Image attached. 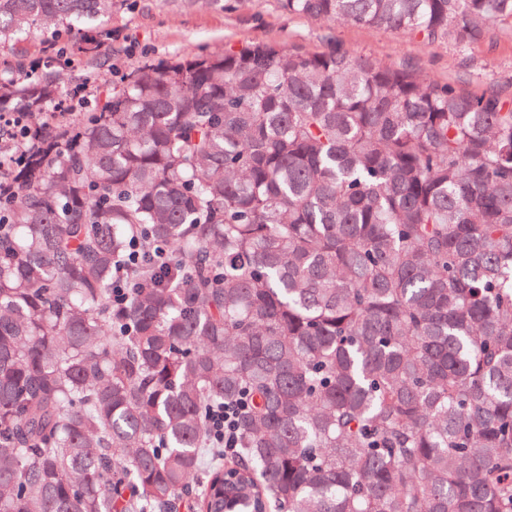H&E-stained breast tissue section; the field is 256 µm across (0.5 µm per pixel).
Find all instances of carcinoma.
Here are the masks:
<instances>
[{
  "label": "carcinoma",
  "mask_w": 512,
  "mask_h": 512,
  "mask_svg": "<svg viewBox=\"0 0 512 512\" xmlns=\"http://www.w3.org/2000/svg\"><path fill=\"white\" fill-rule=\"evenodd\" d=\"M117 2L0 0V48ZM277 4L461 47L512 24V0ZM62 93L53 72L0 82L32 116ZM14 180L0 512H512L499 93L253 41L143 62ZM242 396L236 460L199 477L207 411Z\"/></svg>",
  "instance_id": "carcinoma-1"
}]
</instances>
